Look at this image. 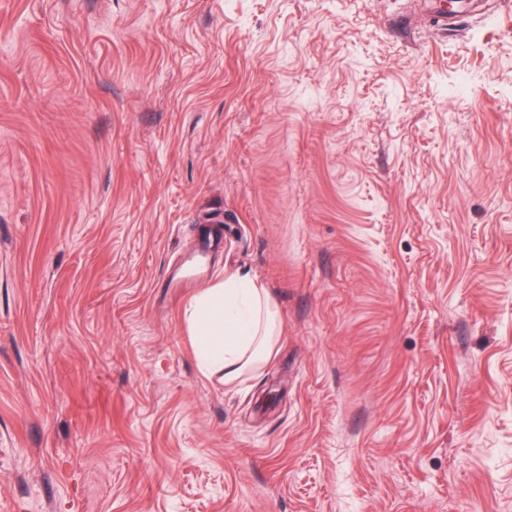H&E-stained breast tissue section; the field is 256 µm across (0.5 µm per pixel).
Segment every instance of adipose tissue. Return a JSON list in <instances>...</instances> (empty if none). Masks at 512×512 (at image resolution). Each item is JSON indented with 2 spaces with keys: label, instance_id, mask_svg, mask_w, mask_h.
Wrapping results in <instances>:
<instances>
[{
  "label": "adipose tissue",
  "instance_id": "adipose-tissue-1",
  "mask_svg": "<svg viewBox=\"0 0 512 512\" xmlns=\"http://www.w3.org/2000/svg\"><path fill=\"white\" fill-rule=\"evenodd\" d=\"M202 372L236 383L274 354L278 314L257 279L232 275L200 293L184 314Z\"/></svg>",
  "mask_w": 512,
  "mask_h": 512
}]
</instances>
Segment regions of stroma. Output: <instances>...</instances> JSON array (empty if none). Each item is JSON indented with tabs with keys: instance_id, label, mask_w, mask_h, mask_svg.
<instances>
[{
	"instance_id": "1",
	"label": "stroma",
	"mask_w": 512,
	"mask_h": 512,
	"mask_svg": "<svg viewBox=\"0 0 512 512\" xmlns=\"http://www.w3.org/2000/svg\"><path fill=\"white\" fill-rule=\"evenodd\" d=\"M437 5L0 0V512H512V0ZM202 372L236 383L274 354L278 314L257 279L234 274L206 288L184 314Z\"/></svg>"
}]
</instances>
